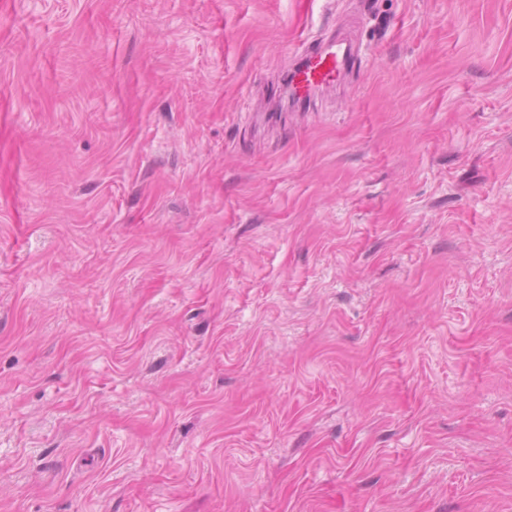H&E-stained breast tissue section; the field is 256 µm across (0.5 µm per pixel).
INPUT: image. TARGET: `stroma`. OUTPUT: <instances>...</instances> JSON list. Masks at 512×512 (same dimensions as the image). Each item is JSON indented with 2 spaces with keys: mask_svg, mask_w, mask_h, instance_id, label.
Instances as JSON below:
<instances>
[{
  "mask_svg": "<svg viewBox=\"0 0 512 512\" xmlns=\"http://www.w3.org/2000/svg\"><path fill=\"white\" fill-rule=\"evenodd\" d=\"M0 512H512V0H0ZM357 54L351 44L336 40L308 48L286 77L292 99L302 106L312 99L315 90L340 82Z\"/></svg>",
  "mask_w": 512,
  "mask_h": 512,
  "instance_id": "stroma-1",
  "label": "stroma"
}]
</instances>
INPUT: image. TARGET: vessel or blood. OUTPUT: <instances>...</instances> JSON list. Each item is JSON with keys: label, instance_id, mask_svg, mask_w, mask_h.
Returning <instances> with one entry per match:
<instances>
[{"label": "vessel or blood", "instance_id": "1", "mask_svg": "<svg viewBox=\"0 0 512 512\" xmlns=\"http://www.w3.org/2000/svg\"><path fill=\"white\" fill-rule=\"evenodd\" d=\"M356 55L351 44L336 40L308 48L298 66L286 77L292 99L305 104L315 90L340 82Z\"/></svg>", "mask_w": 512, "mask_h": 512}]
</instances>
